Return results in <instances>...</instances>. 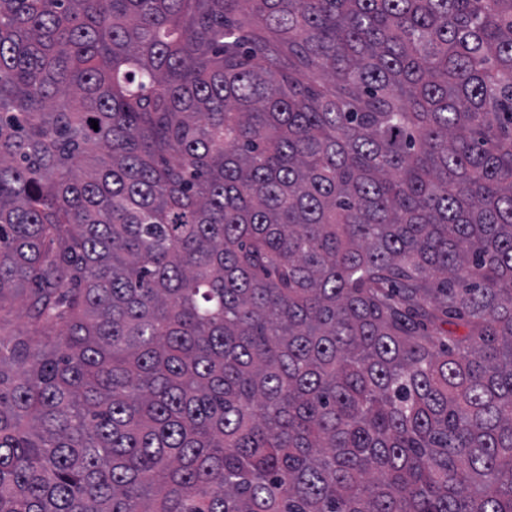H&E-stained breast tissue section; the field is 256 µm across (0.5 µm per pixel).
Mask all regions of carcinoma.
<instances>
[{"instance_id":"1","label":"carcinoma","mask_w":512,"mask_h":512,"mask_svg":"<svg viewBox=\"0 0 512 512\" xmlns=\"http://www.w3.org/2000/svg\"><path fill=\"white\" fill-rule=\"evenodd\" d=\"M8 294L0 512H512V0H0Z\"/></svg>"}]
</instances>
